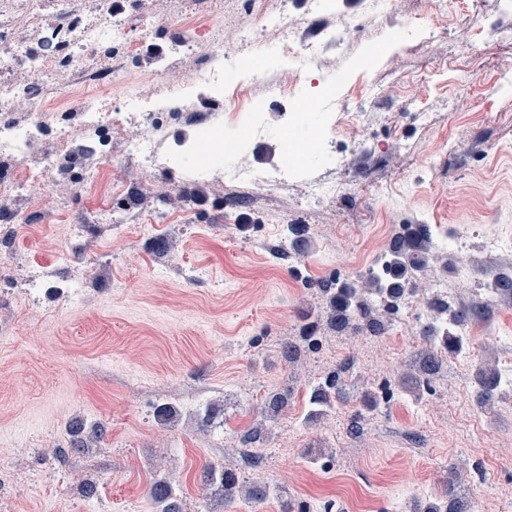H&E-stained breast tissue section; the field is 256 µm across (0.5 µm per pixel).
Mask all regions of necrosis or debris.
Returning a JSON list of instances; mask_svg holds the SVG:
<instances>
[{
  "instance_id": "necrosis-or-debris-1",
  "label": "necrosis or debris",
  "mask_w": 512,
  "mask_h": 512,
  "mask_svg": "<svg viewBox=\"0 0 512 512\" xmlns=\"http://www.w3.org/2000/svg\"><path fill=\"white\" fill-rule=\"evenodd\" d=\"M23 24L50 32L57 47L56 54L39 56L28 43L14 40L0 43V57L24 64L31 75L29 82L0 81V227L20 230L48 215L46 207L34 211L14 208L13 199L20 188L49 201L59 185L70 189V197L80 200L90 188L103 165L112 162V142L122 136L126 158L142 169L167 170L155 144L160 133L169 126L171 115L182 116L185 126L221 122L224 110V69L219 56L224 48L237 47L242 57L262 47V39L253 29L218 26L212 42L200 55V70L207 73L212 92L194 95L192 86L181 94L166 98L153 112L131 109L115 112L108 99L87 95L78 109L47 111L50 100L43 87L47 70L74 71L83 85H100L120 80L119 60L131 48L133 26L126 17L114 14L112 0H99V13L94 22L83 23L81 0H57L51 17L36 9L21 16ZM265 26L277 28L281 51L289 59L314 67L320 49L299 35L301 21L286 20L282 0H270L262 13ZM91 57H107L114 61L112 70L103 71L88 65ZM200 155L209 157L211 172L230 180L256 184L264 191L274 190L280 182L274 175H256L224 164V140L213 137L195 143ZM37 154L39 165L20 169L16 162L29 154Z\"/></svg>"
}]
</instances>
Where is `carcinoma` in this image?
I'll return each mask as SVG.
<instances>
[{"label":"carcinoma","instance_id":"carcinoma-1","mask_svg":"<svg viewBox=\"0 0 512 512\" xmlns=\"http://www.w3.org/2000/svg\"><path fill=\"white\" fill-rule=\"evenodd\" d=\"M388 253L390 261L382 276L371 271L353 286L335 287L331 282L321 285L328 299L327 321L330 327H350L355 330L366 328L374 333L383 330L395 312L387 304V300L398 303L407 290L419 288L415 272L424 268L429 260L439 259V256L432 253L429 235L421 229H410L395 237L389 244ZM467 317L468 310L464 308H455L448 303L432 300L428 304L422 338L433 341L439 337L447 352L458 353L464 348V337L458 333L457 328L463 325ZM476 378L481 387L480 403L486 407L498 398V388L501 385L495 363H483L477 370ZM338 384L339 374L334 372L312 387L310 403L316 406L314 415H323L332 408ZM287 405L288 399L285 396L271 392L265 400L262 413L275 416ZM206 478L209 484L220 490L226 503L235 500L242 493L254 500H264L270 493V489L259 482L243 489L237 473L226 467H209ZM457 480L458 472L450 469L448 498L441 504L428 506L424 512H463V504L456 495ZM150 493L155 503L161 506V512H179L175 490L169 481H155Z\"/></svg>","mask_w":512,"mask_h":512}]
</instances>
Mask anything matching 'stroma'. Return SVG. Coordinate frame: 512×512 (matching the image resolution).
I'll return each mask as SVG.
<instances>
[{"instance_id": "obj_1", "label": "stroma", "mask_w": 512, "mask_h": 512, "mask_svg": "<svg viewBox=\"0 0 512 512\" xmlns=\"http://www.w3.org/2000/svg\"><path fill=\"white\" fill-rule=\"evenodd\" d=\"M193 2L144 0L154 25L134 34L113 108L125 107L127 88L146 94L158 84L144 44L205 41L211 21ZM288 17L304 19L313 39L335 37V48L302 72L271 55L278 34L265 31V50L246 64L249 84L224 87L230 165L271 171L289 164L287 138L312 141L314 153L289 164L275 192L202 177L191 159L175 183L106 167L79 211L61 192L54 215L1 245L0 326L12 338L0 344V512H159L150 488L163 478L181 512H423L441 502L453 464L471 512H512V387L489 407L476 398L483 362L512 368V295L481 290L512 273V42L483 35L504 18L499 0H448L447 38L426 36L435 24L427 0H391L379 16L365 0L315 14L292 0ZM452 40L476 43L481 80L449 64ZM274 83L311 106L307 120L270 107L250 114ZM359 127L372 139L346 165L321 159L327 135L353 145ZM145 178L141 204L112 223L125 187ZM316 182L335 184L336 198L308 204ZM408 224L447 238V264L417 273L420 290L382 332L329 328L320 282L375 269ZM299 236L306 251L293 247ZM490 237L500 242L493 252ZM38 270L54 285L32 297L26 284ZM437 283L475 311L463 351L443 354L427 379L432 347L420 329ZM286 342L297 362L283 358ZM333 371L341 397L312 417L310 389ZM384 388L389 401L366 408ZM272 392L288 406L266 422L260 409ZM162 404L176 417L160 421ZM209 404L221 412L207 425ZM75 421L106 431L74 453ZM255 451L257 471L242 461ZM213 464L235 468L246 485L261 476L268 498L224 504L202 479Z\"/></svg>"}]
</instances>
